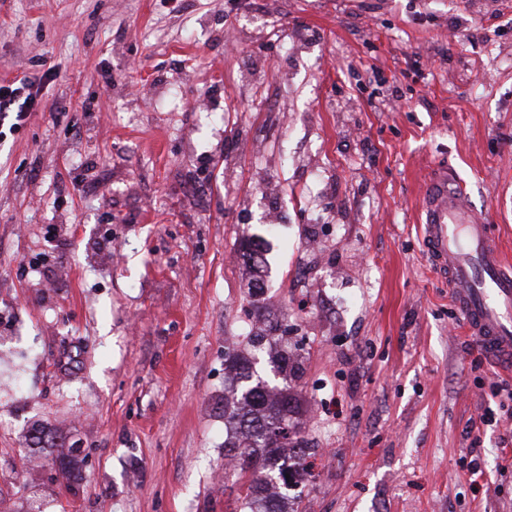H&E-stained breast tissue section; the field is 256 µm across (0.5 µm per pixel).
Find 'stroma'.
I'll return each instance as SVG.
<instances>
[{
	"label": "stroma",
	"instance_id": "1",
	"mask_svg": "<svg viewBox=\"0 0 512 512\" xmlns=\"http://www.w3.org/2000/svg\"><path fill=\"white\" fill-rule=\"evenodd\" d=\"M25 73L41 105L0 136V512H235L215 404L256 300L303 363L296 512H512L506 374L418 223L447 170L512 258V0H0V84ZM37 421L81 444L71 479Z\"/></svg>",
	"mask_w": 512,
	"mask_h": 512
}]
</instances>
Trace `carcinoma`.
Listing matches in <instances>:
<instances>
[{
	"instance_id": "cac0c4a2",
	"label": "carcinoma",
	"mask_w": 512,
	"mask_h": 512,
	"mask_svg": "<svg viewBox=\"0 0 512 512\" xmlns=\"http://www.w3.org/2000/svg\"><path fill=\"white\" fill-rule=\"evenodd\" d=\"M243 257L256 277H261L263 260L258 247L246 238L241 242ZM267 337L257 332L245 337V344L228 350L224 370L228 385L218 409L224 416L226 435L224 447L234 452V484L238 486V501L248 512H288L282 504L286 494L277 491L284 486L299 483L307 475L306 468L289 448H299L293 415L297 414L296 399L288 395V353H280L270 360L274 374L281 376L285 385L278 387L258 375L253 352L262 348ZM35 444L44 449H56L55 463L60 474L70 478L76 470L77 458L65 448L58 431L42 423L31 430Z\"/></svg>"
}]
</instances>
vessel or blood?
Segmentation results:
<instances>
[{
	"mask_svg": "<svg viewBox=\"0 0 512 512\" xmlns=\"http://www.w3.org/2000/svg\"><path fill=\"white\" fill-rule=\"evenodd\" d=\"M420 222L425 253L447 280L467 335L489 358L512 366V263L492 224L444 171L424 186Z\"/></svg>",
	"mask_w": 512,
	"mask_h": 512,
	"instance_id": "1",
	"label": "vessel or blood"
}]
</instances>
